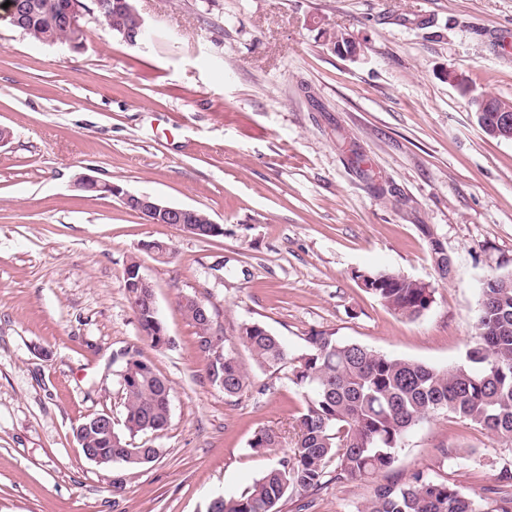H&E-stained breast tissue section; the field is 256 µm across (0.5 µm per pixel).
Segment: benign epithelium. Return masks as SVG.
Returning a JSON list of instances; mask_svg holds the SVG:
<instances>
[{
  "mask_svg": "<svg viewBox=\"0 0 512 512\" xmlns=\"http://www.w3.org/2000/svg\"><path fill=\"white\" fill-rule=\"evenodd\" d=\"M94 4L101 11L111 9L107 0H94ZM94 10L81 0H72L67 14L62 17L63 24L79 33L84 30L82 20L85 14H92ZM326 41L332 51L345 57L356 58L362 52L361 45L347 35L330 32L326 35ZM478 123L486 134L512 140V107L497 104L488 97L485 99V111L479 113ZM108 194L120 198L127 209L139 214L150 224H170L177 230L198 238L205 235H224V226L209 218L203 224L196 223V213L191 208L171 206L148 194L130 193L115 184L110 185ZM141 250L161 262L168 260L171 254L170 246L159 240L143 242ZM124 274L125 287L135 289L141 301L152 312H158L153 285L143 276L140 267H127Z\"/></svg>",
  "mask_w": 512,
  "mask_h": 512,
  "instance_id": "7a95c632",
  "label": "benign epithelium"
}]
</instances>
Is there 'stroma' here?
Masks as SVG:
<instances>
[{
  "instance_id": "stroma-1",
  "label": "stroma",
  "mask_w": 512,
  "mask_h": 512,
  "mask_svg": "<svg viewBox=\"0 0 512 512\" xmlns=\"http://www.w3.org/2000/svg\"><path fill=\"white\" fill-rule=\"evenodd\" d=\"M0 0V512H206L291 454L302 399L236 343L258 322L290 354L313 332L429 366L461 361L481 288L512 272V140L486 135L448 79L512 101V0H137L150 31L130 46L86 17L82 50L30 40ZM330 30L360 42L334 53ZM87 174L198 208L223 225L199 239L151 224ZM160 240L159 262L140 250ZM451 259L441 275L433 249ZM154 287L169 346L127 301L131 259ZM390 269L434 288L420 318L394 314L357 272ZM191 295L252 384L207 378ZM172 384L157 449L130 467L88 459L75 437L111 414L123 431V352ZM281 445L248 443L261 430ZM458 448L465 459L444 460ZM512 469V443L458 418L424 421L399 474L422 469L482 494ZM375 482L331 483L279 512H357Z\"/></svg>"
}]
</instances>
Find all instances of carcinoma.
<instances>
[{
	"label": "carcinoma",
	"instance_id": "cac0c4a2",
	"mask_svg": "<svg viewBox=\"0 0 512 512\" xmlns=\"http://www.w3.org/2000/svg\"><path fill=\"white\" fill-rule=\"evenodd\" d=\"M70 0H10L21 13L19 29L44 44L70 43L74 32L62 24ZM102 21L121 39L137 29L136 16L121 0H112ZM361 285L394 313L416 319L434 303L431 285L390 270L356 274ZM142 332L152 346L163 337L150 335L156 319L138 297L128 295ZM181 310L196 328L197 347L212 355L203 337L210 329L190 309ZM238 341L253 360L273 375L282 374L301 390L303 408L296 448L256 479L239 496H222L210 512H277L283 498L318 490L329 481H369L396 470L407 437L426 419L453 416L493 437L512 442V274H496L481 288L475 337L462 362L433 367L390 356L363 345L313 332L306 349L290 355L282 340L259 323H244ZM120 374L125 395V430L131 436L163 430L170 419L173 387L151 361L122 353ZM251 386L248 372L231 349H224V395L234 397ZM101 456L128 465L151 461L155 448H130L123 436L112 442L93 427L78 435ZM270 430L256 432L249 448L279 447ZM358 512H512V493L487 508L446 481L418 470L405 480L376 487Z\"/></svg>",
	"mask_w": 512,
	"mask_h": 512
}]
</instances>
